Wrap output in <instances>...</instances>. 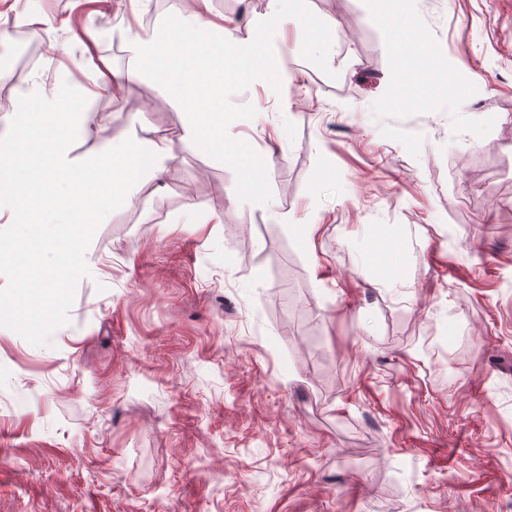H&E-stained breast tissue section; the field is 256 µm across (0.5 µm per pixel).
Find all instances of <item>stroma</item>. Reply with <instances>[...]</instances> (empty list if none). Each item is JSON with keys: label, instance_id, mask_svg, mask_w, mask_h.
<instances>
[{"label": "stroma", "instance_id": "obj_1", "mask_svg": "<svg viewBox=\"0 0 512 512\" xmlns=\"http://www.w3.org/2000/svg\"><path fill=\"white\" fill-rule=\"evenodd\" d=\"M46 2L66 50L13 93L86 77L83 26L124 72L119 24L180 16ZM376 2L212 0L273 74L227 90L220 151L155 81L92 95L75 155L172 151L41 321L0 302V512H512V0Z\"/></svg>", "mask_w": 512, "mask_h": 512}]
</instances>
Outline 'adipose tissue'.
I'll return each instance as SVG.
<instances>
[{"instance_id": "obj_1", "label": "adipose tissue", "mask_w": 512, "mask_h": 512, "mask_svg": "<svg viewBox=\"0 0 512 512\" xmlns=\"http://www.w3.org/2000/svg\"><path fill=\"white\" fill-rule=\"evenodd\" d=\"M211 2L187 0L180 18L161 28H124L135 69L126 75L106 63L96 69L94 80L99 88L118 91L129 77L178 84L182 141L220 150L224 139L215 118L224 112L225 83L261 82L269 73L266 51L239 42L231 26L215 23ZM7 110L20 121L0 133V222L27 226L35 241L55 229L65 240L54 271L16 281L14 298L39 319L84 251V227L120 198L138 157L111 145L89 166L74 156L76 141L99 135L111 122L110 115L94 114L88 95H19Z\"/></svg>"}]
</instances>
